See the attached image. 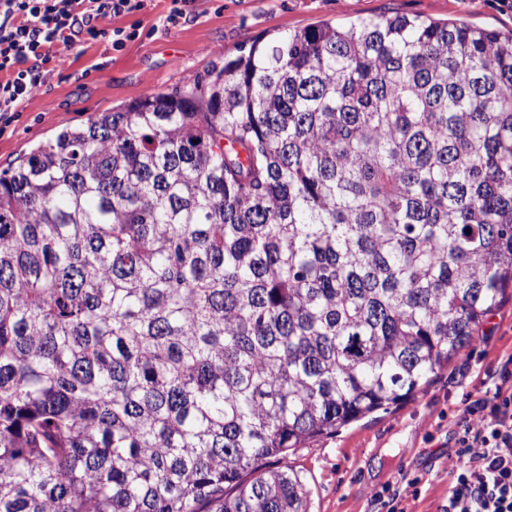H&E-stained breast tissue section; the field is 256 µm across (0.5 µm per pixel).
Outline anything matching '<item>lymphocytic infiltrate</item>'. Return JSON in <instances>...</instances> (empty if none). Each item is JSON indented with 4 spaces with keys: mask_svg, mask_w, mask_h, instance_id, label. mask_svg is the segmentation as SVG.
I'll list each match as a JSON object with an SVG mask.
<instances>
[{
    "mask_svg": "<svg viewBox=\"0 0 512 512\" xmlns=\"http://www.w3.org/2000/svg\"><path fill=\"white\" fill-rule=\"evenodd\" d=\"M143 7L144 0H0V122L10 123L44 85L57 43L86 35L122 50L136 31L99 22ZM454 425L445 512H512V356Z\"/></svg>",
    "mask_w": 512,
    "mask_h": 512,
    "instance_id": "f902f5d3",
    "label": "lymphocytic infiltrate"
}]
</instances>
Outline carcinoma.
Returning a JSON list of instances; mask_svg holds the SVG:
<instances>
[{"label":"carcinoma","instance_id":"1","mask_svg":"<svg viewBox=\"0 0 512 512\" xmlns=\"http://www.w3.org/2000/svg\"><path fill=\"white\" fill-rule=\"evenodd\" d=\"M511 297L512 32L257 40L0 170V512H310Z\"/></svg>","mask_w":512,"mask_h":512}]
</instances>
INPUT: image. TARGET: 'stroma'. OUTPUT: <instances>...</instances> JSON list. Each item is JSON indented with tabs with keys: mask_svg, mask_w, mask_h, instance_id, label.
I'll return each mask as SVG.
<instances>
[{
	"mask_svg": "<svg viewBox=\"0 0 512 512\" xmlns=\"http://www.w3.org/2000/svg\"><path fill=\"white\" fill-rule=\"evenodd\" d=\"M171 0H145L142 11L112 26L139 36L115 51L104 41L58 44L45 84L0 123V169L67 126L90 122L149 92H169L268 39L322 23L401 13L508 31L512 11L500 0H196L195 15L162 26ZM512 356V300L484 324L467 350L437 371L410 400L300 448L288 463L310 490V512H387L377 499L394 492L396 512H443L448 503L454 421L482 383Z\"/></svg>",
	"mask_w": 512,
	"mask_h": 512,
	"instance_id": "35a3bbf8",
	"label": "stroma"
}]
</instances>
